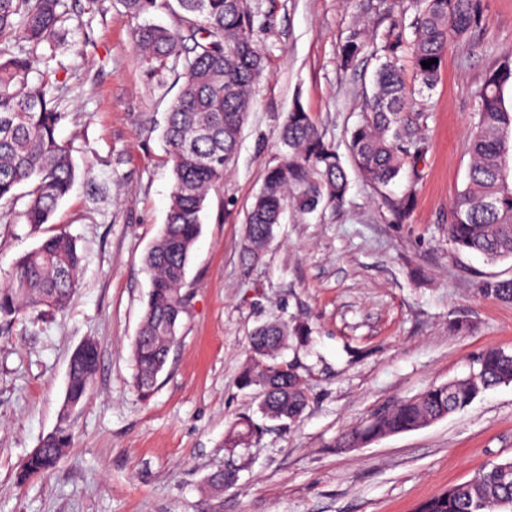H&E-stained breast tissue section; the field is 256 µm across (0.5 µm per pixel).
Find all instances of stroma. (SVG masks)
<instances>
[{
	"mask_svg": "<svg viewBox=\"0 0 512 512\" xmlns=\"http://www.w3.org/2000/svg\"><path fill=\"white\" fill-rule=\"evenodd\" d=\"M379 0H248L260 26L265 76L237 153L206 201L186 273L178 341L150 395L134 386L130 345L149 290L144 257L165 222L171 164L161 133L178 94L176 71L152 72L133 48L122 0H67L69 19L41 47L38 78L67 117L78 176L51 223L0 224V279L43 238L64 232L84 260L66 309L29 313L0 329V512H416L418 504L512 459V385L426 427L358 448L341 431L389 402L469 375L494 347L512 352V303L481 294L512 279V260L454 249L448 210L470 163L472 89L512 54V0H485L477 37L450 43L434 90L418 99L429 148L388 188L348 156L377 61L351 68L339 50L354 23L387 27ZM302 106L336 145L348 201L309 219L286 214L263 259L243 258L245 217L276 157L273 133ZM411 194L405 221L390 203ZM303 324L282 362L308 393L303 417L281 426L242 384L255 327ZM99 345V368L72 413L73 441L57 467L18 482L25 459L59 421L72 351ZM249 418L247 445L228 448ZM230 471L217 493L206 484Z\"/></svg>",
	"mask_w": 512,
	"mask_h": 512,
	"instance_id": "obj_1",
	"label": "stroma"
}]
</instances>
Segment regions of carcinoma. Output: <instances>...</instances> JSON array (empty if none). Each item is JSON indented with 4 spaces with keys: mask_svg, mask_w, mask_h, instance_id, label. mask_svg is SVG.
<instances>
[{
    "mask_svg": "<svg viewBox=\"0 0 512 512\" xmlns=\"http://www.w3.org/2000/svg\"><path fill=\"white\" fill-rule=\"evenodd\" d=\"M138 21L134 48L142 63L163 69L182 61V84L167 113L164 138L172 163L173 189L166 223L145 263L150 290L141 326L131 347L134 383L149 395L177 340L187 295L182 291L186 268L201 231L208 192L224 180L234 158L253 89L264 71L256 39L258 26L247 0H176L179 25L150 23L157 0H123ZM389 20L380 45L372 94L364 96L361 121L350 131L349 154L370 182L386 186L406 163H417L427 150L420 129L427 121L415 109L416 97L433 90L448 42L480 34L485 26L482 0H409L406 9L379 4ZM65 0H0V44H18L20 53L0 48V224L22 221L33 228L50 223L77 178L70 143L57 138L66 118L46 85L32 80L40 57L37 49L52 44L67 20ZM369 47L357 26L340 47L344 66H353ZM410 56L413 82L400 61ZM436 63L425 68L422 62ZM512 85V57L506 58L473 91L474 129L468 139L470 166L465 188L451 202L448 241L459 251L494 262L512 259V187L506 160L512 155V110L503 92ZM278 161L265 173L263 185L246 216L244 254L249 263L262 258L284 213L304 216L318 206L339 208L347 200L349 179L335 145L326 140L310 113L296 106L275 131ZM25 186V207L9 208ZM82 256L68 235L44 238L16 258L0 284V322H12L30 310L63 311L76 287ZM481 293L512 302V280H486ZM301 326L269 322L251 334L250 348L263 365L247 370L244 385L263 387L261 412L272 420L299 419L307 406L305 383L294 368L278 362L288 337L306 336ZM99 362L98 346L87 341L73 352L63 411L85 400ZM467 377L433 385L417 396L380 407L365 423L344 430L335 447L355 448L389 434L419 429L467 407L478 396L512 384V353L489 348ZM252 435L242 420L231 427L224 445L235 448ZM72 432L64 422L42 442L43 450L26 459L18 479L25 481L54 469ZM512 501V461L493 463L469 481L422 502L417 512H499Z\"/></svg>",
    "mask_w": 512,
    "mask_h": 512,
    "instance_id": "1",
    "label": "carcinoma"
}]
</instances>
